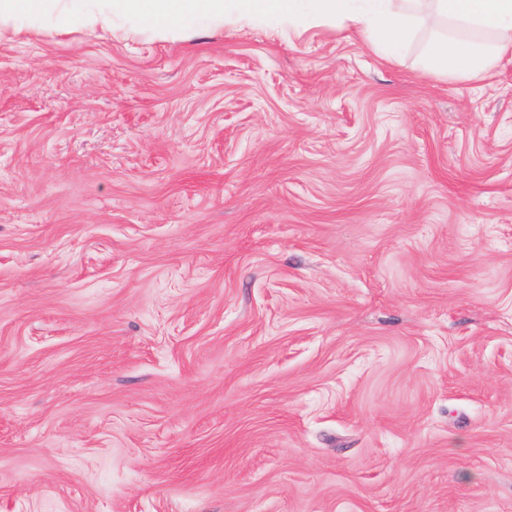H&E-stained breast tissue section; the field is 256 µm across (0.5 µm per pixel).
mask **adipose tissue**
<instances>
[{"label":"adipose tissue","mask_w":512,"mask_h":512,"mask_svg":"<svg viewBox=\"0 0 512 512\" xmlns=\"http://www.w3.org/2000/svg\"><path fill=\"white\" fill-rule=\"evenodd\" d=\"M124 12L136 16L163 18L159 32L173 33L184 19L219 17L235 10L238 19L256 14H295L298 0H117ZM112 9L97 0H0V37L12 27L19 12L54 14L63 18L77 15L81 26L91 33L112 30ZM433 13L452 27L446 38L429 47L436 72L456 78H481L498 68L512 51V0H316L318 21L346 22L355 29L372 33L375 48L394 55L413 34L424 14Z\"/></svg>","instance_id":"obj_1"}]
</instances>
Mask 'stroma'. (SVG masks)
<instances>
[{
    "label": "stroma",
    "mask_w": 512,
    "mask_h": 512,
    "mask_svg": "<svg viewBox=\"0 0 512 512\" xmlns=\"http://www.w3.org/2000/svg\"><path fill=\"white\" fill-rule=\"evenodd\" d=\"M314 8L0 41V512H512V62Z\"/></svg>",
    "instance_id": "1"
}]
</instances>
